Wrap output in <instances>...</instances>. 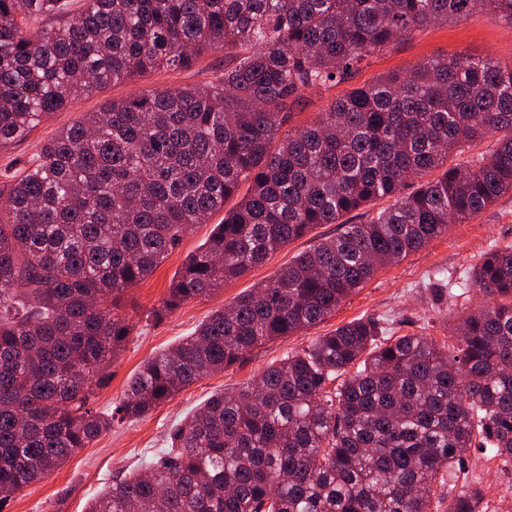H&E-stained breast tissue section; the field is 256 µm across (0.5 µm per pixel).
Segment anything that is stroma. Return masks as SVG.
Listing matches in <instances>:
<instances>
[{"mask_svg":"<svg viewBox=\"0 0 512 512\" xmlns=\"http://www.w3.org/2000/svg\"><path fill=\"white\" fill-rule=\"evenodd\" d=\"M457 54L491 57L511 65L512 26L490 10L476 13L461 23L428 26L413 38L369 57L353 83L364 84L376 76L409 68L431 57ZM224 64L223 53H209L190 69L152 71L80 96L66 110L43 121L26 139L0 152V200L6 199L15 175L29 167L47 140L85 113L98 111L105 100L133 97L151 89L204 84L223 74ZM223 220V213L218 212L209 223L195 225L149 278L122 294L116 313L130 325L131 333L101 371L105 381L96 388L92 398L95 411L103 413L115 408L145 360L189 336L197 325L242 292L271 282L281 267L315 239L333 236L339 231L335 224L319 225L243 277L188 301L162 322H154L152 310L166 298L188 255L204 244L214 226ZM505 245H512L511 196L503 197L472 221L451 225L447 234L401 262L380 269L364 288L342 303L325 321L299 334L270 340L252 350L241 362L200 379L144 416L116 424L61 468L16 492L7 512H85L89 502L111 486L113 480L139 470L144 460L163 448L171 429L195 412L211 394L241 387L289 353L352 320L377 317L384 319L386 327L395 335L423 334L441 344H454L455 338L441 318L442 311L452 305L448 302V291L430 281V274L439 269L446 271L450 279H457L472 269L487 251ZM481 301L479 292L473 291L452 306L465 312ZM465 471L484 494L481 503L484 512H499L500 505L512 503V468H502L498 461L483 457L474 449L467 457Z\"/></svg>","mask_w":512,"mask_h":512,"instance_id":"35a3bbf8","label":"stroma"}]
</instances>
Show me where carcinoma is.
Segmentation results:
<instances>
[{"label":"carcinoma","instance_id":"obj_1","mask_svg":"<svg viewBox=\"0 0 512 512\" xmlns=\"http://www.w3.org/2000/svg\"><path fill=\"white\" fill-rule=\"evenodd\" d=\"M70 5L0 0V151L94 88L185 70L208 51L237 61L207 84L105 101L12 183L0 206V512L112 423L326 320L379 269L512 194V65L491 59L382 74L282 132L305 92L352 81L363 60L435 23L489 8L512 26V0ZM235 196L154 320L320 224L341 230L144 362L112 412L94 411L90 375L130 332L103 302ZM391 198L364 224L344 221ZM454 287L450 299L474 288L484 301L454 323L453 346L391 336L380 318L345 323L213 393L87 512H481V489L445 473L473 448L512 467V247Z\"/></svg>","mask_w":512,"mask_h":512}]
</instances>
